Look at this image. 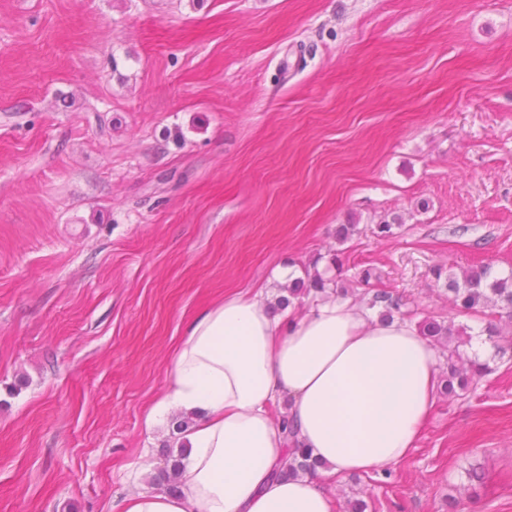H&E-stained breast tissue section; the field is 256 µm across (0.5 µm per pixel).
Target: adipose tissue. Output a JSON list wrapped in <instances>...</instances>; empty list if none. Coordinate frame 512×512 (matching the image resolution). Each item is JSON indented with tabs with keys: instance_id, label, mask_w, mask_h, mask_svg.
<instances>
[{
	"instance_id": "adipose-tissue-1",
	"label": "adipose tissue",
	"mask_w": 512,
	"mask_h": 512,
	"mask_svg": "<svg viewBox=\"0 0 512 512\" xmlns=\"http://www.w3.org/2000/svg\"><path fill=\"white\" fill-rule=\"evenodd\" d=\"M438 374L435 348L408 321H372L331 296L287 322L263 295L225 294L187 319L146 417H193L178 491L134 487L110 512H333L328 484L414 448ZM286 420L321 461L316 473L281 475Z\"/></svg>"
}]
</instances>
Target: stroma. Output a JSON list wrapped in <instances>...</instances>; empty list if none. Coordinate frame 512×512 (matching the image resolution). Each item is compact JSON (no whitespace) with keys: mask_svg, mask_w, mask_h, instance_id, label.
Masks as SVG:
<instances>
[{"mask_svg":"<svg viewBox=\"0 0 512 512\" xmlns=\"http://www.w3.org/2000/svg\"><path fill=\"white\" fill-rule=\"evenodd\" d=\"M315 262L473 335L504 316L433 271H512V0H0V512L152 487L185 320ZM492 361L336 512H512Z\"/></svg>","mask_w":512,"mask_h":512,"instance_id":"35a3bbf8","label":"stroma"}]
</instances>
